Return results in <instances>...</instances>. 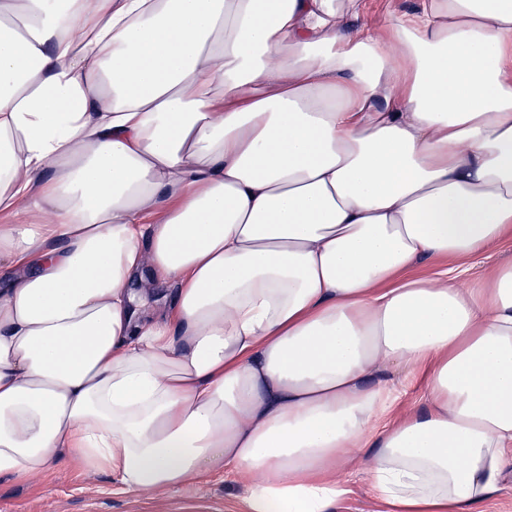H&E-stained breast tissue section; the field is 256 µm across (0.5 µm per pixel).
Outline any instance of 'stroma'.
Masks as SVG:
<instances>
[{
    "instance_id": "1",
    "label": "stroma",
    "mask_w": 512,
    "mask_h": 512,
    "mask_svg": "<svg viewBox=\"0 0 512 512\" xmlns=\"http://www.w3.org/2000/svg\"><path fill=\"white\" fill-rule=\"evenodd\" d=\"M245 494V481L220 475L178 492H129L67 465L29 482L1 479L0 512H246Z\"/></svg>"
}]
</instances>
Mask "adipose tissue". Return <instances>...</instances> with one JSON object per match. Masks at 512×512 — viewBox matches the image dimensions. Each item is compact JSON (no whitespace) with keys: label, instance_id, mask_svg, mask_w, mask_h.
Returning a JSON list of instances; mask_svg holds the SVG:
<instances>
[{"label":"adipose tissue","instance_id":"obj_1","mask_svg":"<svg viewBox=\"0 0 512 512\" xmlns=\"http://www.w3.org/2000/svg\"><path fill=\"white\" fill-rule=\"evenodd\" d=\"M0 0V478L248 512L512 481V0ZM410 387L421 405H401ZM360 5L363 21L375 27H383L396 14L414 12L420 0H361ZM498 262H512V239L493 250L487 257H479L473 265L472 277L478 279L482 268H486Z\"/></svg>","mask_w":512,"mask_h":512}]
</instances>
